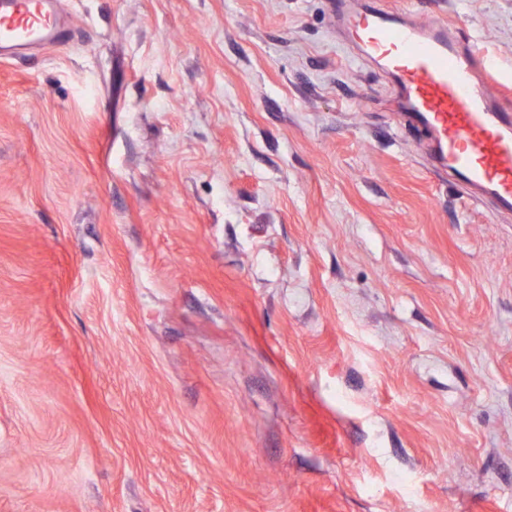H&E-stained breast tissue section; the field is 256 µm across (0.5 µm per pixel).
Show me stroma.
<instances>
[{"instance_id":"35a3bbf8","label":"stroma","mask_w":512,"mask_h":512,"mask_svg":"<svg viewBox=\"0 0 512 512\" xmlns=\"http://www.w3.org/2000/svg\"><path fill=\"white\" fill-rule=\"evenodd\" d=\"M0 59V512H512V214L327 0H55ZM476 40L512 0H379Z\"/></svg>"}]
</instances>
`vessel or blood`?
<instances>
[{"label":"vessel or blood","mask_w":512,"mask_h":512,"mask_svg":"<svg viewBox=\"0 0 512 512\" xmlns=\"http://www.w3.org/2000/svg\"><path fill=\"white\" fill-rule=\"evenodd\" d=\"M53 0H0V46L60 39ZM338 24L398 90L408 121L429 133L435 163L493 209L512 213V102L492 97L491 61L453 36L374 0H329Z\"/></svg>","instance_id":"obj_1"}]
</instances>
